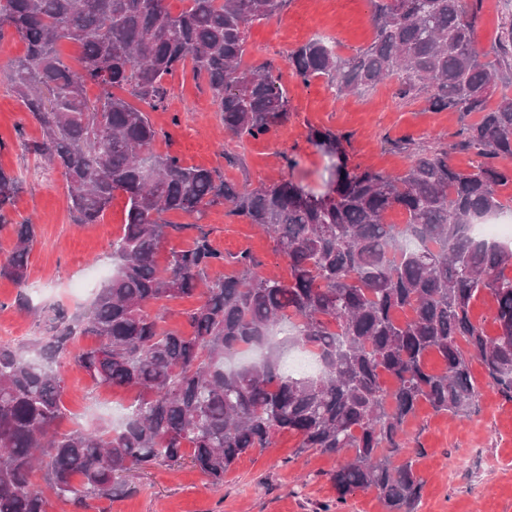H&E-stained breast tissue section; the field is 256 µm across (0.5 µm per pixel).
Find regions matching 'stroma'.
Returning <instances> with one entry per match:
<instances>
[{
    "mask_svg": "<svg viewBox=\"0 0 512 512\" xmlns=\"http://www.w3.org/2000/svg\"><path fill=\"white\" fill-rule=\"evenodd\" d=\"M370 0H287L278 17L254 23L247 35L245 60L272 62L288 91L290 116L277 132L253 139L230 138L203 79L184 67L165 78L168 97L164 108L150 112L161 130L155 152L176 154L185 165L219 170L227 183L239 186L270 185L285 175L279 156L294 153L302 160V174H313L320 164L306 141L309 126H323L349 134L350 161L385 172H403L409 153L455 145L450 161L471 170L477 157L457 146L464 119L457 112H429L421 101L396 97L397 81L344 98L334 96L326 82L302 85L284 59L287 50L323 37L336 43L341 56H353L373 39ZM39 126L29 117L0 77V167L18 175L22 192L11 212L14 223L33 219L36 242L29 256L24 286L0 275V323L10 324V341L31 345L42 336V310L61 305L70 313L85 312L100 281L96 271L110 272V244L123 231L125 202L116 194L94 224L73 223L68 209L66 183L59 171L37 165L21 140L40 139ZM204 223L213 245L227 254L251 251L263 272L287 277L288 267L273 238L246 221L227 216L223 206L208 211ZM30 302L29 311L14 307L17 294ZM481 387L479 409L469 417L435 414L420 405L407 423L419 436L415 456L424 481L416 512H512V402L504 401L485 386L484 371L473 365ZM59 430L87 427L99 419L115 418L116 405L136 397L130 389L96 387L76 368H66ZM296 440L275 434L265 451L243 455L212 489L206 477L189 461L161 465L130 476L133 493L111 499H94L84 512H385L376 492L359 491L337 504L329 473L339 464L334 455L296 454Z\"/></svg>",
    "mask_w": 512,
    "mask_h": 512,
    "instance_id": "obj_1",
    "label": "stroma"
}]
</instances>
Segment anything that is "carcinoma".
I'll use <instances>...</instances> for the list:
<instances>
[{
    "label": "carcinoma",
    "mask_w": 512,
    "mask_h": 512,
    "mask_svg": "<svg viewBox=\"0 0 512 512\" xmlns=\"http://www.w3.org/2000/svg\"><path fill=\"white\" fill-rule=\"evenodd\" d=\"M286 2L188 0L174 14L166 0H0V33L10 28L25 44L4 76L41 131L24 150L61 170L75 224L97 223L116 193L126 198L115 269L90 312L48 309L31 352L0 343V512H48V495L33 484L38 471L51 495L79 510L131 489L133 472L180 461L185 447L218 489L276 433L294 436L298 455L343 457L330 474L336 503L373 489L386 512H415L424 481L399 456L418 405L475 412V361L486 385L512 402V249L468 233L507 209L498 191L512 185V165L503 164L512 161V11L499 17L492 59L475 47L481 0H371L367 48L344 58L313 38L285 55L303 85L323 78L338 96L396 77L401 99L478 113L459 142L483 158L471 171L446 150L413 155L399 175L352 166L348 135L324 127L307 136L323 160L316 189L294 176L295 154H281L279 182L235 187L154 152L159 131L147 110L163 106L164 78L188 61L206 76L226 135L257 139L288 121L275 67L242 63L249 26ZM63 39L82 49L81 69L61 60ZM90 84L101 89L94 100ZM21 191L0 167V230ZM218 204L273 237L288 279L265 276L248 250L227 256L213 246L199 220ZM396 209L406 222L385 223ZM169 212L196 222L169 224ZM12 228L0 275L21 287L35 225ZM187 232L192 247L159 265L162 243ZM226 263L232 273L209 276ZM483 291L495 304L493 336L471 318ZM193 296L192 333L164 326L167 303ZM286 324L288 343L319 361V374L279 370L269 338ZM84 334L98 345L75 347ZM432 353L443 371L428 369ZM67 366L100 387L137 391L121 425L58 430Z\"/></svg>",
    "instance_id": "obj_1"
}]
</instances>
